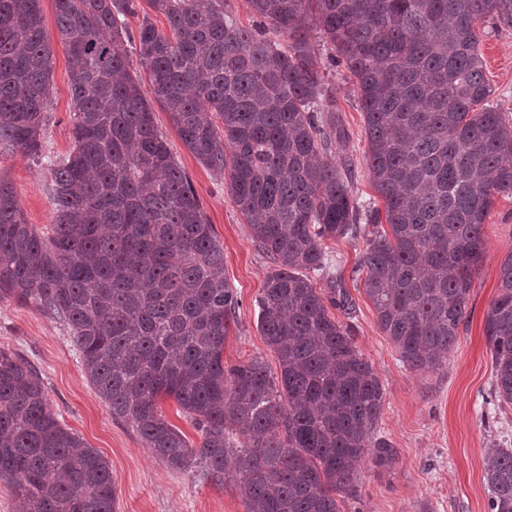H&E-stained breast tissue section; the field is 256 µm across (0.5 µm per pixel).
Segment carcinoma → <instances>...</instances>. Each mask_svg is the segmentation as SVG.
Returning <instances> with one entry per match:
<instances>
[{"label": "carcinoma", "instance_id": "1", "mask_svg": "<svg viewBox=\"0 0 512 512\" xmlns=\"http://www.w3.org/2000/svg\"><path fill=\"white\" fill-rule=\"evenodd\" d=\"M42 0H0V159L41 158L53 52ZM134 0H54L72 79L73 145L48 160L50 233L26 222L0 178V301L65 322L112 418L174 470L224 485L245 512H341L355 463L392 461L378 434L384 389L331 309L325 241L366 243L353 270L408 367L434 371L465 321L497 195L512 196V122L488 99L476 25L512 26V0H249L288 38L243 27L231 0H148L137 59ZM357 83L367 163L384 210L352 172L319 160L343 141L326 118L312 41ZM195 157L229 174L256 246L272 261L258 325L279 375L255 357L224 366L238 301L201 201L155 128L138 71ZM498 406L512 405V254L484 319ZM173 398L201 437L166 421ZM490 512H512V448L486 451ZM16 512H115L108 464L62 426L38 375L0 348V482Z\"/></svg>", "mask_w": 512, "mask_h": 512}]
</instances>
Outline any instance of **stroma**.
Wrapping results in <instances>:
<instances>
[{
	"instance_id": "stroma-1",
	"label": "stroma",
	"mask_w": 512,
	"mask_h": 512,
	"mask_svg": "<svg viewBox=\"0 0 512 512\" xmlns=\"http://www.w3.org/2000/svg\"><path fill=\"white\" fill-rule=\"evenodd\" d=\"M42 25L53 47L48 124L42 159L17 155L0 161V174L16 192L27 223L49 231L53 219L51 177L46 158L65 155L73 143L70 119L71 68L57 40L53 0L42 2ZM478 48L492 100L512 117V26L492 22L476 27ZM319 70L332 89L333 116L347 134L327 159L350 164L353 190L361 200L379 202L367 166L364 114L356 80L330 50L316 47ZM154 121L197 192L209 224L224 249V274L238 306L224 339V363L262 358L271 372L278 360L258 327L257 300L272 262L252 240L228 181L207 169L183 144L169 115L155 108ZM485 257L475 275L467 319L448 360L436 371H416L400 360L392 340L380 329L362 286L352 279L366 247L363 238L326 243L330 273L340 278L354 304L349 318L354 341L384 389L378 433L391 445L390 466L364 460L354 496L343 512H489L484 481L485 450L512 448V406L501 409L493 396L494 375L484 336V317L498 294L502 261L512 254V197L496 196L483 227ZM0 347L14 353L41 377L50 408L60 423L107 460L116 512H245L234 477L223 485L196 471L167 467L146 448L132 428L113 420L107 404L88 381L67 325L34 305L0 302Z\"/></svg>"
}]
</instances>
